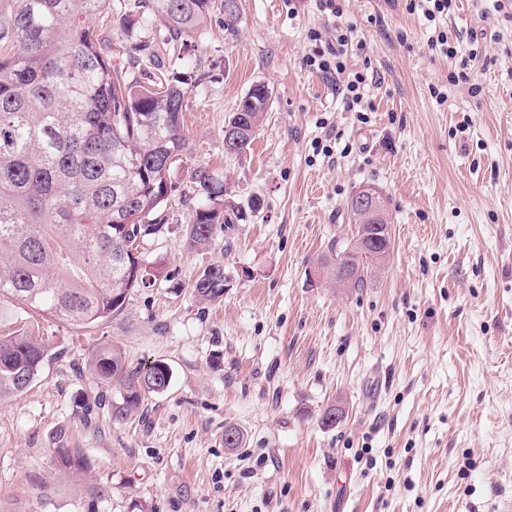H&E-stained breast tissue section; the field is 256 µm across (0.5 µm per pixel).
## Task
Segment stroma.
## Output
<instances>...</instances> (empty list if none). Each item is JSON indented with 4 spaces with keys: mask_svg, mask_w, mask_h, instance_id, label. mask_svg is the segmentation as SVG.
I'll list each match as a JSON object with an SVG mask.
<instances>
[{
    "mask_svg": "<svg viewBox=\"0 0 512 512\" xmlns=\"http://www.w3.org/2000/svg\"><path fill=\"white\" fill-rule=\"evenodd\" d=\"M236 5L234 28L213 10L173 52L153 28L126 54L102 27L142 82L159 60L201 76L167 231L139 248L162 275L94 327L40 321L54 358L0 401V512H512V0H455L436 25L406 0H344L338 18L319 0ZM340 26L357 45L348 65L374 76L359 114L304 64L310 31L330 40ZM438 30L474 56L479 93L449 85L458 62L431 49ZM260 83L259 134L226 155L224 123ZM200 166L246 218L194 250ZM366 185L387 201L393 251L365 287H330L317 260L349 242ZM211 265L229 279L218 302L190 291ZM106 347L173 373L120 423L72 370ZM230 425L242 447H225ZM61 427L88 477L56 468Z\"/></svg>",
    "mask_w": 512,
    "mask_h": 512,
    "instance_id": "35a3bbf8",
    "label": "stroma"
}]
</instances>
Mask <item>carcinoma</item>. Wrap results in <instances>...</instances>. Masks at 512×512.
Returning a JSON list of instances; mask_svg holds the SVG:
<instances>
[{
	"mask_svg": "<svg viewBox=\"0 0 512 512\" xmlns=\"http://www.w3.org/2000/svg\"><path fill=\"white\" fill-rule=\"evenodd\" d=\"M215 0H7L0 5V298L44 318L92 327L121 313L135 288L147 287L139 268L140 243L163 232L159 211L169 197L171 167L186 154L181 124L189 71L163 74L145 85L130 67L112 62L91 21L112 17L132 49L150 22L165 30L163 43L190 37L207 20ZM270 95L253 86L227 124L243 120L238 153L252 145L269 110ZM195 208L186 241L203 248L243 212L224 204V179L204 166L192 174ZM352 239L333 242L321 263L328 283L362 288L393 248L363 256L356 245L361 224H386L351 213ZM228 277L220 265L205 268L192 284L203 301L224 296ZM50 360L28 322L13 321L0 334V399L29 389ZM99 390L113 391L112 419L136 413L146 395L166 391L170 367L130 368L120 350L99 349L79 374ZM76 476L89 471L80 448L56 456Z\"/></svg>",
	"mask_w": 512,
	"mask_h": 512,
	"instance_id": "1",
	"label": "carcinoma"
}]
</instances>
